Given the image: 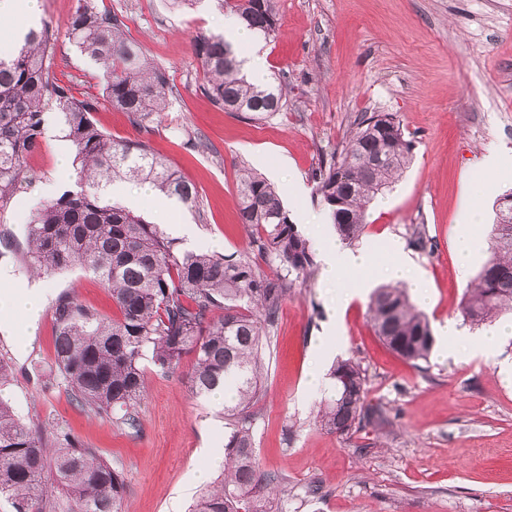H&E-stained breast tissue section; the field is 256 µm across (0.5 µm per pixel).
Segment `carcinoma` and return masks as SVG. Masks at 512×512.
<instances>
[{
    "label": "carcinoma",
    "mask_w": 512,
    "mask_h": 512,
    "mask_svg": "<svg viewBox=\"0 0 512 512\" xmlns=\"http://www.w3.org/2000/svg\"><path fill=\"white\" fill-rule=\"evenodd\" d=\"M237 24L263 39L275 32V0H217ZM68 39L103 77L104 96L150 134L166 111L169 81L138 43L126 35L123 17L79 0L66 23ZM192 51L204 73V90L225 111L280 112L282 88L256 87L241 74L239 52L225 38L197 32ZM55 31L31 29L13 53L0 57V212L14 201L27 177V157L41 144L47 103L75 148V185L39 202L26 224L29 266L43 273L80 268L112 293L108 319L69 294L54 307V365L79 409L109 419L129 434L141 430L137 409L145 368L169 373L185 354L194 357L189 390L203 398L215 387L236 394L224 407V472L198 495L191 512H273L270 489L278 476L260 469L251 409L262 395L265 354L279 309L295 278L314 265L311 240L301 233L274 186L243 168L237 181L242 223L254 231L251 245L267 258L265 271L248 254L238 257L181 249L157 224L111 196L119 181L148 182L187 207L198 191L148 141L114 142L92 119L93 100H80L53 75ZM411 160V143L390 113L364 116L341 149L316 175V198L341 240L352 243L365 229L371 201L390 188ZM492 256L480 269L462 315L473 326L512 310V206L501 208ZM217 310L224 311L214 319ZM375 334L407 361H428L435 344L427 316L401 285H386L370 298ZM336 393L320 403L318 423L339 436L387 419L366 404L365 377L352 360L329 371ZM124 473L69 433L52 444L23 424L0 398V497L14 512H121Z\"/></svg>",
    "instance_id": "cac0c4a2"
}]
</instances>
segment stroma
I'll return each instance as SVG.
<instances>
[{
	"label": "stroma",
	"mask_w": 512,
	"mask_h": 512,
	"mask_svg": "<svg viewBox=\"0 0 512 512\" xmlns=\"http://www.w3.org/2000/svg\"><path fill=\"white\" fill-rule=\"evenodd\" d=\"M39 4L42 22L60 32L56 76L76 97L96 101L93 118L113 140L140 139L126 113L103 96L97 67L62 34L77 0ZM97 4L121 14L128 37L169 76L167 109L149 143L199 193L198 207L181 210L195 227L181 248L226 256L249 251L236 188L243 166L267 178L293 222L310 232L326 220L315 194L322 161L341 150L361 116L390 113L412 144V161L368 207L361 241L377 253L369 274L378 276L389 262L387 239H399L432 296L424 308L430 323L461 321L465 294L490 256L497 201L512 190L511 171L488 182L476 254L460 274L453 237L463 223L462 188L483 177L480 160L488 151L512 153V0H276L279 27L264 48L287 105L254 118L224 111L203 91L190 36L223 34L224 13L214 0L188 12L170 0ZM188 130L204 148L184 147ZM63 139L55 109L47 107L42 145L27 160L35 180L21 204L0 213V266L20 283L32 279L24 202L44 197L47 185L61 191L73 185L72 169L56 165ZM118 188L138 213L163 223L170 200L145 183ZM417 227L424 230L419 247L410 243ZM40 281L50 297L67 292L102 315L115 311L92 275L71 270ZM336 292L321 264L297 279L278 314L263 375L266 396L254 408L260 466L284 476L282 512H512V335L489 358L435 351L420 369L383 344L368 322L367 300L356 299L337 332L343 351L321 354ZM55 333L53 313L45 311L22 365L0 340V360L13 364L0 396L45 440L67 431L118 464L127 483L122 512H187L197 494L191 473L221 471L201 447L224 443L222 410L189 391L192 355L166 374L147 368L142 427L134 436L71 404L49 369ZM340 359L364 369L367 402L384 408L387 425L343 437L316 425L318 406L333 388L310 390L307 375L313 363L327 369ZM315 484L321 492L314 496Z\"/></svg>",
	"instance_id": "obj_1"
}]
</instances>
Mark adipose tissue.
Segmentation results:
<instances>
[{"label":"adipose tissue","instance_id":"ef3b65f1","mask_svg":"<svg viewBox=\"0 0 512 512\" xmlns=\"http://www.w3.org/2000/svg\"><path fill=\"white\" fill-rule=\"evenodd\" d=\"M320 239L323 243L321 260L330 279L339 280L347 275L361 279L376 259L370 247L355 250L344 248L333 233H321ZM387 248L393 260L386 268V279L404 283L420 303H429L430 294L422 288L414 263L403 252L399 241L389 240ZM48 305L49 296L43 288L36 285L15 287L10 272L0 270V338L12 345L18 360H26L32 352L37 324ZM441 334L447 340L444 348L446 355L486 356L491 352L495 337L512 335V324L474 337L468 335L457 322L449 321L442 326Z\"/></svg>","mask_w":512,"mask_h":512}]
</instances>
